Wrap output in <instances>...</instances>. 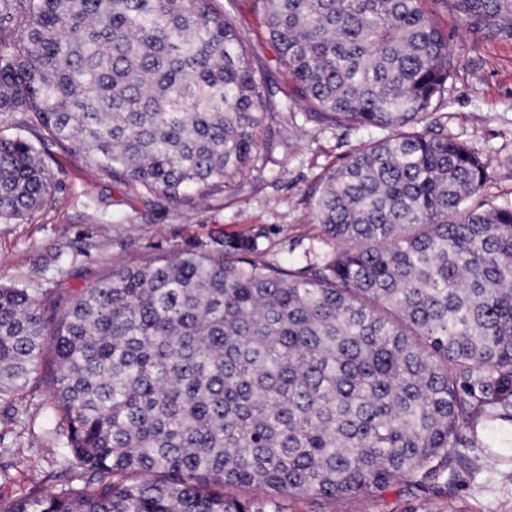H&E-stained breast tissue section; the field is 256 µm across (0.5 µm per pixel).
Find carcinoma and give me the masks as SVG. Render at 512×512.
<instances>
[{
  "label": "carcinoma",
  "mask_w": 512,
  "mask_h": 512,
  "mask_svg": "<svg viewBox=\"0 0 512 512\" xmlns=\"http://www.w3.org/2000/svg\"><path fill=\"white\" fill-rule=\"evenodd\" d=\"M212 2L0 0V114L45 132L0 134V222L51 199L48 142L158 201L235 185L270 91ZM255 2L298 101L382 133L315 202L336 251L287 269L258 233L66 293L0 284V403L51 348L42 428L79 480L0 512H281L446 485L463 448L512 459V205L473 203L487 164L430 112L447 32L422 0ZM439 2L512 40V0Z\"/></svg>",
  "instance_id": "cac0c4a2"
}]
</instances>
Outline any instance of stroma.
<instances>
[{"label": "stroma", "instance_id": "1", "mask_svg": "<svg viewBox=\"0 0 512 512\" xmlns=\"http://www.w3.org/2000/svg\"><path fill=\"white\" fill-rule=\"evenodd\" d=\"M243 40L255 75L272 89L261 141L233 191L197 200L193 208L158 205L104 176L68 146H48L59 188L52 202L20 224L0 223V283L31 288H86L112 268L171 255L211 237L250 236L267 229L268 259L299 264L313 249L336 248L318 222L315 201L329 174L378 134L339 129L317 120L296 100L254 0H216ZM448 34L453 71L433 104L448 117L450 138L488 164L480 200L512 204V41L465 34L439 0H425ZM62 446L40 428L22 424L0 403V495L32 484L56 492L71 475L58 465ZM448 468V489L420 491L398 483L381 497L337 502L281 498L283 512H512V477L479 451L463 449Z\"/></svg>", "mask_w": 512, "mask_h": 512}]
</instances>
